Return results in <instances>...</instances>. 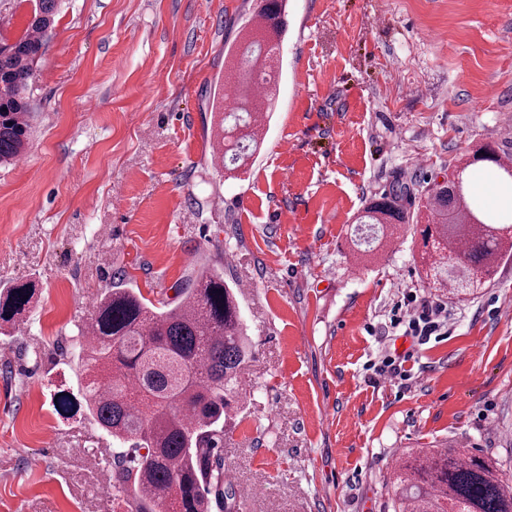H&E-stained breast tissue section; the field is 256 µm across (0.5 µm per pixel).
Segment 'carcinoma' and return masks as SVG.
I'll list each match as a JSON object with an SVG mask.
<instances>
[{
	"label": "carcinoma",
	"instance_id": "1",
	"mask_svg": "<svg viewBox=\"0 0 512 512\" xmlns=\"http://www.w3.org/2000/svg\"><path fill=\"white\" fill-rule=\"evenodd\" d=\"M24 33L0 50V163L19 156L30 130V80L54 23L56 0H33ZM287 0H265L261 31L246 32L238 95L217 96L223 152L220 164L238 167L257 151L264 109L251 75L265 69L287 27ZM493 170L502 197H512V158L487 146L448 180L427 189V224L420 231L421 265L429 287L460 298L491 281L512 257V205L495 210L468 193L466 169ZM393 189L357 216L356 247L383 245L389 224L417 216ZM35 296L29 283L0 292V321L15 324ZM179 301L153 303L121 281L96 302L80 326V396L112 437V492L134 512H240L224 479V441L231 438L246 392L241 370L252 355L234 287L207 271L177 291ZM393 512H512V484L498 463L466 448H418L391 472Z\"/></svg>",
	"mask_w": 512,
	"mask_h": 512
}]
</instances>
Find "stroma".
Listing matches in <instances>:
<instances>
[{
  "label": "stroma",
  "instance_id": "stroma-1",
  "mask_svg": "<svg viewBox=\"0 0 512 512\" xmlns=\"http://www.w3.org/2000/svg\"><path fill=\"white\" fill-rule=\"evenodd\" d=\"M260 0H58L27 152L0 166V286L33 282L0 334V512H128L70 338L123 278L151 300L204 270L238 288L254 355L224 445L241 512H390L410 448L495 457L512 480V260L468 299L429 288L412 225L370 252L366 200L421 197L476 146L512 156V0H288L264 146L217 173L212 101ZM447 340L390 327L406 291ZM412 351L411 378L370 366Z\"/></svg>",
  "mask_w": 512,
  "mask_h": 512
}]
</instances>
